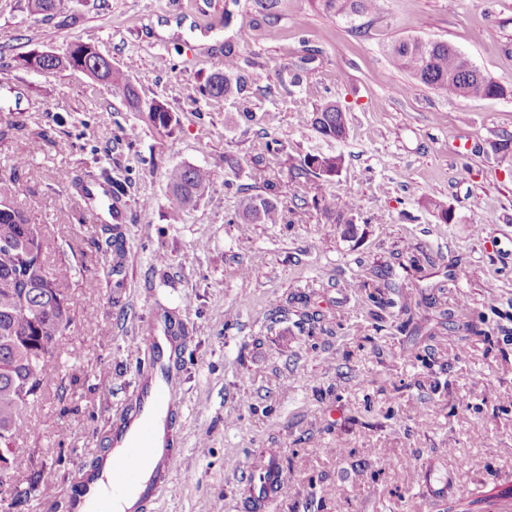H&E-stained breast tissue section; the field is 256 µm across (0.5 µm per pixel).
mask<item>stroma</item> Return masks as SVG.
I'll return each mask as SVG.
<instances>
[{
    "label": "stroma",
    "mask_w": 512,
    "mask_h": 512,
    "mask_svg": "<svg viewBox=\"0 0 512 512\" xmlns=\"http://www.w3.org/2000/svg\"><path fill=\"white\" fill-rule=\"evenodd\" d=\"M27 2L0 0V125L23 128L0 142V190L39 226L48 268L70 266L71 323L0 512H70L135 407L141 342L166 311L191 336L183 446L148 512H463L460 487L512 497V150L490 147L512 135V0H384L352 19L280 0L272 30L254 0H70L65 28ZM408 38L451 43L508 96L418 83L385 54ZM77 42L129 67L172 130L82 71L19 64ZM229 50L254 75L247 99L202 97ZM283 68L299 82L281 86ZM328 102L347 116L339 143L312 125ZM331 154L335 176L293 178ZM185 164L212 182L175 218L165 172ZM105 173L126 180L117 224L81 193ZM319 190L358 200L354 238L314 206ZM271 192L288 223H230L243 195ZM272 454L284 487L268 500L253 465ZM33 480L51 497L13 495ZM145 112H147L148 121L158 129H170L175 120L173 113L160 100L154 99L146 103Z\"/></svg>",
    "instance_id": "1"
}]
</instances>
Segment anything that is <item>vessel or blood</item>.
<instances>
[{
	"label": "vessel or blood",
	"instance_id": "obj_1",
	"mask_svg": "<svg viewBox=\"0 0 512 512\" xmlns=\"http://www.w3.org/2000/svg\"><path fill=\"white\" fill-rule=\"evenodd\" d=\"M147 342L153 357L142 369L138 408L117 425L112 439V499L133 498L141 505L153 497L177 461L170 437L161 436L160 429L170 425L181 404L173 386L172 358L167 354L172 338L162 332L149 336Z\"/></svg>",
	"mask_w": 512,
	"mask_h": 512
}]
</instances>
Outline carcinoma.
Listing matches in <instances>:
<instances>
[{"label": "carcinoma", "mask_w": 512, "mask_h": 512, "mask_svg": "<svg viewBox=\"0 0 512 512\" xmlns=\"http://www.w3.org/2000/svg\"><path fill=\"white\" fill-rule=\"evenodd\" d=\"M322 8L339 17L382 12L381 0H319ZM29 9L57 19L61 27L71 25L75 16L69 13L68 0H28ZM387 54L391 65L406 71L419 83L442 95L465 98L472 95L499 97L504 87L484 74L456 47L445 41L405 39L392 43ZM97 59V49L89 44L74 43L65 53L50 62L23 58L27 69L39 67L43 73L77 69ZM105 85L121 92L127 100L139 105V94L120 68L106 66L99 75ZM249 78L241 74L238 63L227 58L224 71L211 74L205 85L209 99L242 96ZM148 121L156 128L168 130L174 122L173 113L156 99L145 105ZM313 126L325 139L342 141L347 136L346 113L334 103H327L314 112ZM342 157H313L295 167L297 175L331 176L338 173ZM169 188L168 207L179 214L204 196L212 180V172L200 166L176 165L165 175ZM125 181L108 179L106 197L111 204L122 201ZM327 212L336 213V223L346 225L351 235L355 227L350 218L359 209L353 199L339 200L326 195L315 200ZM284 214L277 202L261 195L244 196L230 224H281ZM43 244L37 225L17 208L0 206V437L6 436L13 446L25 425L26 412L43 392L52 357L42 358L40 344L64 336L70 325L66 295L60 289L68 271L49 269L42 258Z\"/></svg>", "instance_id": "cac0c4a2"}]
</instances>
